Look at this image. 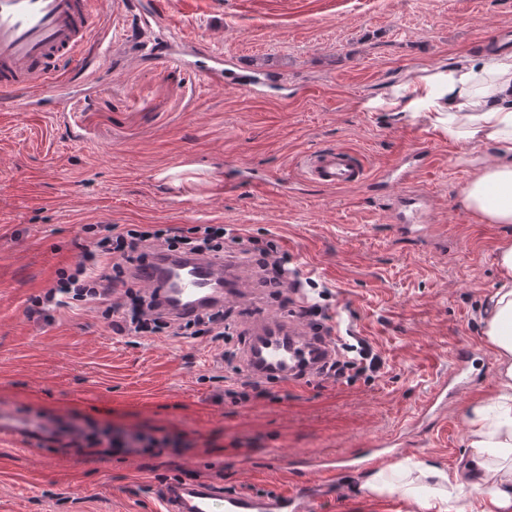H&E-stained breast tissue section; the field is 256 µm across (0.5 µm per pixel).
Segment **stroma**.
<instances>
[{
	"label": "stroma",
	"instance_id": "stroma-1",
	"mask_svg": "<svg viewBox=\"0 0 512 512\" xmlns=\"http://www.w3.org/2000/svg\"><path fill=\"white\" fill-rule=\"evenodd\" d=\"M96 0L112 47L58 97L29 95L0 111V413L31 427H85L163 442L125 455L67 441L0 442V512H159L164 485L210 481L236 491L289 484L284 461L336 458L400 436L401 461L462 473L468 408L493 396L498 366L482 335L497 288V246L512 224L469 208L465 185L492 163L487 145L449 140L429 112L374 106L421 72L479 54L512 27V0ZM171 11L185 39L161 22ZM219 58L208 61L202 46ZM280 73L257 93L206 81L205 67ZM425 139L409 180L387 169ZM326 145L365 158L369 184L321 189L299 162ZM287 178L288 191L261 186ZM387 181L386 192L373 190ZM412 217L408 233L399 214ZM224 224L273 237L302 276L326 286L328 315L368 340L384 365L373 381L312 376L272 384L278 401L218 400L234 370L209 340L113 335L96 310L27 319L30 297L73 263L82 227ZM224 308L242 347L267 321L305 326L296 306L237 266ZM473 350L474 383L430 427L410 421ZM367 471L348 473L312 512H372Z\"/></svg>",
	"mask_w": 512,
	"mask_h": 512
}]
</instances>
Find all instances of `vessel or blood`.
<instances>
[{
    "mask_svg": "<svg viewBox=\"0 0 512 512\" xmlns=\"http://www.w3.org/2000/svg\"><path fill=\"white\" fill-rule=\"evenodd\" d=\"M93 4L94 0H0V100L20 101L33 92L53 96L62 87L63 63H70L78 74L89 61L101 58ZM300 169L305 181L324 189L352 188L368 181L361 156L340 146L308 152ZM219 269L211 260L168 258L143 266L140 281L162 286L175 311L194 312L220 293L216 283ZM317 347L313 337L297 332L285 321L266 322L246 347L244 360L255 374L288 379L300 371L302 359ZM468 355L465 348L454 353L451 371L437 382L419 410L420 417L443 415L464 384ZM338 469L325 466L323 482L288 491L228 494L212 483L171 481L164 488L162 512H307V497L335 494Z\"/></svg>",
    "mask_w": 512,
    "mask_h": 512,
    "instance_id": "obj_1",
    "label": "vessel or blood"
}]
</instances>
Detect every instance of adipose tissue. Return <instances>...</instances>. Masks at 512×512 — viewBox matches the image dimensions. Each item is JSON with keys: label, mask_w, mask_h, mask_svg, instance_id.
<instances>
[{"label": "adipose tissue", "mask_w": 512, "mask_h": 512, "mask_svg": "<svg viewBox=\"0 0 512 512\" xmlns=\"http://www.w3.org/2000/svg\"><path fill=\"white\" fill-rule=\"evenodd\" d=\"M386 105L395 112L436 113L449 139L494 146L495 161L467 184L464 199L489 223L512 224L511 57L453 60L393 88ZM496 264L501 285L486 300L483 336L497 360L499 389L470 410L474 454L465 471L451 477L422 462L398 463L370 472L367 492H399L427 512H461L458 502L468 485L481 495L472 512H512V241L498 246Z\"/></svg>", "instance_id": "obj_1"}]
</instances>
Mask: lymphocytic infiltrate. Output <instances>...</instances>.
Wrapping results in <instances>:
<instances>
[{
  "label": "lymphocytic infiltrate",
  "instance_id": "1",
  "mask_svg": "<svg viewBox=\"0 0 512 512\" xmlns=\"http://www.w3.org/2000/svg\"><path fill=\"white\" fill-rule=\"evenodd\" d=\"M77 260L56 268L51 284L31 297L29 319L52 323L62 308L97 305L100 317L119 336L210 337L229 350V327L224 309L214 306L191 316L167 311L155 288L138 285V270L162 252L202 256L215 261L230 259L250 268L259 282L271 288L288 285V255L270 238L242 237L221 224H197L183 229L159 224H86ZM382 367L380 356L365 340L351 343L337 337L313 375L352 382L372 379ZM224 398L237 406L249 402L277 401L264 377L254 373L224 379Z\"/></svg>",
  "mask_w": 512,
  "mask_h": 512
}]
</instances>
